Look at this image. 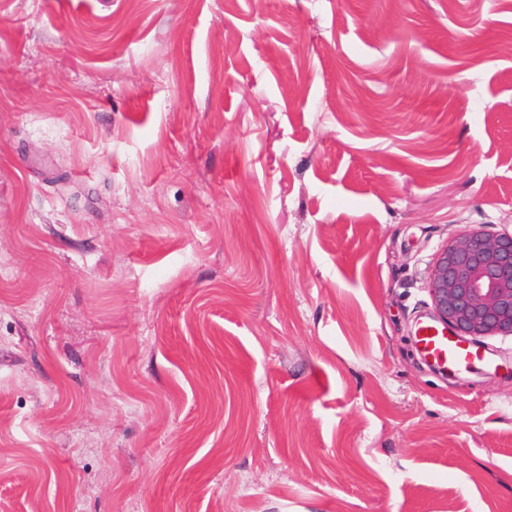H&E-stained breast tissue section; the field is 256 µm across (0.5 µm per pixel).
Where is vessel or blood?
<instances>
[{
	"label": "vessel or blood",
	"mask_w": 512,
	"mask_h": 512,
	"mask_svg": "<svg viewBox=\"0 0 512 512\" xmlns=\"http://www.w3.org/2000/svg\"><path fill=\"white\" fill-rule=\"evenodd\" d=\"M414 342L424 359L444 369L465 370L480 359L475 346L449 336L430 319L418 323Z\"/></svg>",
	"instance_id": "1"
}]
</instances>
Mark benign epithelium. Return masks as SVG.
I'll return each instance as SVG.
<instances>
[{"label":"benign epithelium","instance_id":"1","mask_svg":"<svg viewBox=\"0 0 512 512\" xmlns=\"http://www.w3.org/2000/svg\"><path fill=\"white\" fill-rule=\"evenodd\" d=\"M431 318L453 336L485 348L512 335V233L474 225L448 238L427 272Z\"/></svg>","mask_w":512,"mask_h":512}]
</instances>
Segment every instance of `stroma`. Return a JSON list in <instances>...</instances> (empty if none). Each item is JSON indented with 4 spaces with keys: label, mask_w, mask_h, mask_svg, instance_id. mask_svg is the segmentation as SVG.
Returning a JSON list of instances; mask_svg holds the SVG:
<instances>
[{
    "label": "stroma",
    "mask_w": 512,
    "mask_h": 512,
    "mask_svg": "<svg viewBox=\"0 0 512 512\" xmlns=\"http://www.w3.org/2000/svg\"><path fill=\"white\" fill-rule=\"evenodd\" d=\"M512 0H0V512H512ZM431 318L453 336L484 351V340L512 335V233L474 225L449 237L427 272ZM421 320L417 350L438 367L467 370L480 360L475 346Z\"/></svg>",
    "instance_id": "35a3bbf8"
}]
</instances>
